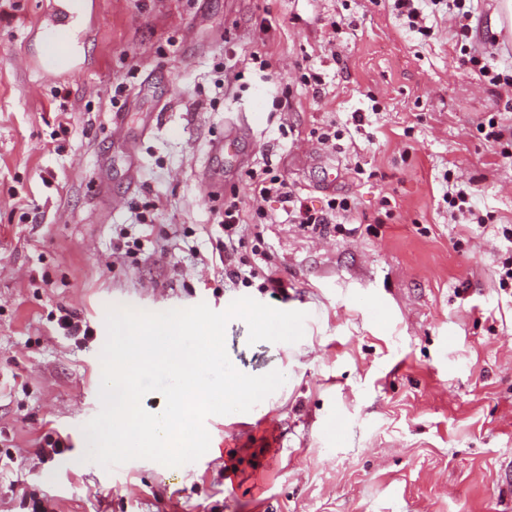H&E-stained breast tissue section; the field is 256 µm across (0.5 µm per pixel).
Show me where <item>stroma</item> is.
<instances>
[{
    "label": "stroma",
    "instance_id": "1",
    "mask_svg": "<svg viewBox=\"0 0 512 512\" xmlns=\"http://www.w3.org/2000/svg\"><path fill=\"white\" fill-rule=\"evenodd\" d=\"M84 2L81 71L47 75V0H0V512H512V158L479 131L512 127V88L462 65L458 23L426 13L425 38L387 0ZM263 168L315 207L353 200L357 231L310 237L267 202L232 281L224 196ZM449 170L485 223L450 214ZM245 296L307 314L294 344L226 327L239 371L285 375L269 411L208 417L180 467L84 461L107 308Z\"/></svg>",
    "mask_w": 512,
    "mask_h": 512
}]
</instances>
